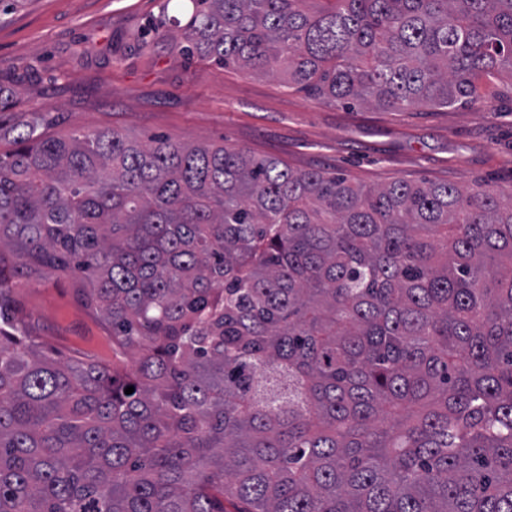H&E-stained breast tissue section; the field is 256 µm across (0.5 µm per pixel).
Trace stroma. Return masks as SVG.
I'll list each match as a JSON object with an SVG mask.
<instances>
[{"label": "stroma", "mask_w": 512, "mask_h": 512, "mask_svg": "<svg viewBox=\"0 0 512 512\" xmlns=\"http://www.w3.org/2000/svg\"><path fill=\"white\" fill-rule=\"evenodd\" d=\"M165 2L18 0L0 17V92L11 102L0 126L36 112L48 136L113 128L143 141L243 148L365 186L448 182L512 194V81L456 110L327 103L289 89L280 74L183 59L173 36L190 4ZM12 299L24 334L59 359L130 362L73 279L23 282Z\"/></svg>", "instance_id": "1"}]
</instances>
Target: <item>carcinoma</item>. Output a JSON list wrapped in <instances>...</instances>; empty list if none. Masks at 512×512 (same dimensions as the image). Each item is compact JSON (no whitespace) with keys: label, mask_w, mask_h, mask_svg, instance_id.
Segmentation results:
<instances>
[{"label":"carcinoma","mask_w":512,"mask_h":512,"mask_svg":"<svg viewBox=\"0 0 512 512\" xmlns=\"http://www.w3.org/2000/svg\"><path fill=\"white\" fill-rule=\"evenodd\" d=\"M191 2L188 54L329 103L512 80V0ZM8 140L0 512H512L511 199L30 113ZM52 273L131 371L15 335L13 281Z\"/></svg>","instance_id":"cac0c4a2"}]
</instances>
